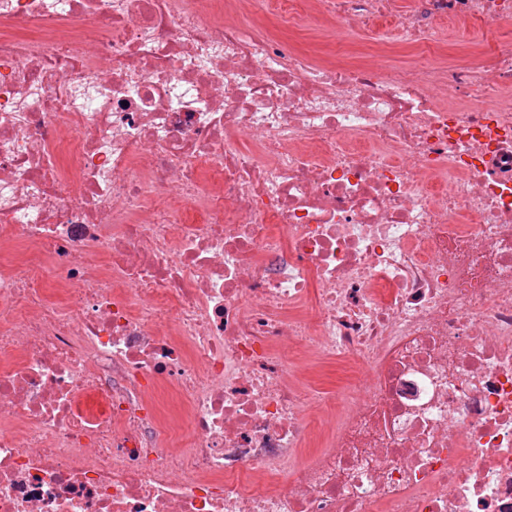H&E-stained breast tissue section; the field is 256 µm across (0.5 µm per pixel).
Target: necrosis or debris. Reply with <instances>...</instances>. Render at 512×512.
<instances>
[{
  "instance_id": "4bbe7bcc",
  "label": "necrosis or debris",
  "mask_w": 512,
  "mask_h": 512,
  "mask_svg": "<svg viewBox=\"0 0 512 512\" xmlns=\"http://www.w3.org/2000/svg\"><path fill=\"white\" fill-rule=\"evenodd\" d=\"M511 24L0 0V512H512Z\"/></svg>"
}]
</instances>
